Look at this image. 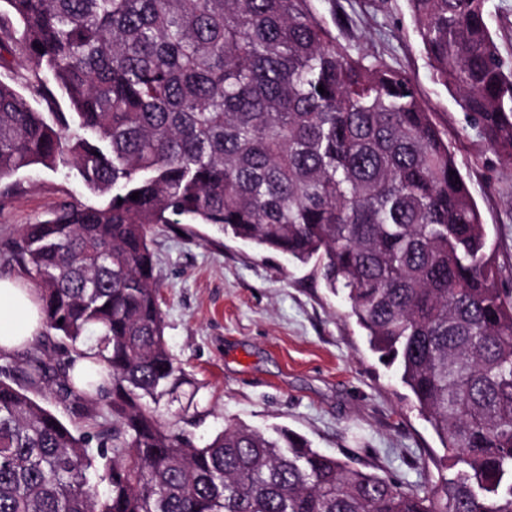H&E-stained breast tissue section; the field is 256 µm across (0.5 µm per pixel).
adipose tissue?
<instances>
[{"label": "adipose tissue", "mask_w": 512, "mask_h": 512, "mask_svg": "<svg viewBox=\"0 0 512 512\" xmlns=\"http://www.w3.org/2000/svg\"><path fill=\"white\" fill-rule=\"evenodd\" d=\"M43 315L34 289L0 279V351L26 348L42 330Z\"/></svg>", "instance_id": "1"}]
</instances>
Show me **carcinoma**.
Instances as JSON below:
<instances>
[{"label":"carcinoma","instance_id":"obj_1","mask_svg":"<svg viewBox=\"0 0 512 512\" xmlns=\"http://www.w3.org/2000/svg\"><path fill=\"white\" fill-rule=\"evenodd\" d=\"M0 1V62L15 58L0 180L62 165L105 198L26 225L9 254L68 352L59 387L89 430L31 398L4 357L0 512H512V290L408 73L353 52L315 0ZM407 3L434 81L512 161V67L487 0ZM154 224L315 263L438 437V481L406 491L288 428L227 421L197 443L165 420L187 379ZM78 359L105 385L73 381ZM48 372L35 358L24 374Z\"/></svg>","mask_w":512,"mask_h":512}]
</instances>
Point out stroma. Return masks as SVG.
Listing matches in <instances>:
<instances>
[{
	"instance_id": "1",
	"label": "stroma",
	"mask_w": 512,
	"mask_h": 512,
	"mask_svg": "<svg viewBox=\"0 0 512 512\" xmlns=\"http://www.w3.org/2000/svg\"><path fill=\"white\" fill-rule=\"evenodd\" d=\"M355 50L408 72L452 142L512 289V161L496 156L433 80L405 0H316ZM0 278H21L6 250L24 225L69 203L98 198L74 170H23L0 182ZM165 337L188 383L170 406L195 399L186 425L204 442L232 419L285 426L320 451L376 466L403 489L437 481L443 450L394 371L382 365L349 316L343 294L312 266L224 235L206 224H157Z\"/></svg>"
}]
</instances>
